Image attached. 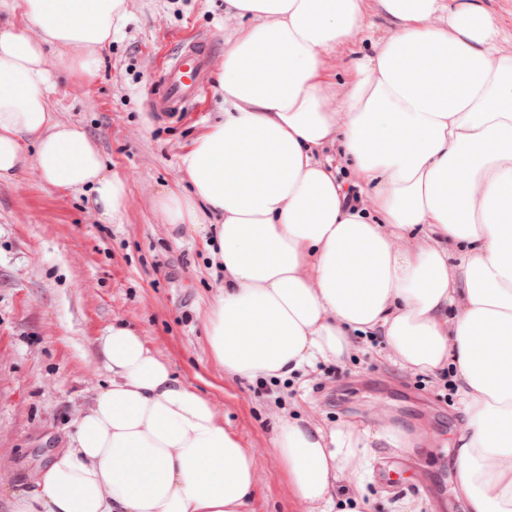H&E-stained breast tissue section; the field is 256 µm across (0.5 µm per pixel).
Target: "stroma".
Segmentation results:
<instances>
[{
    "instance_id": "35a3bbf8",
    "label": "stroma",
    "mask_w": 512,
    "mask_h": 512,
    "mask_svg": "<svg viewBox=\"0 0 512 512\" xmlns=\"http://www.w3.org/2000/svg\"><path fill=\"white\" fill-rule=\"evenodd\" d=\"M368 6L369 37L326 60L331 97L343 94L354 52H370L371 39L396 30L376 0ZM244 25L226 13L224 0H125L94 76H80L70 55L50 52L53 112L86 133L127 194L119 219L110 221L86 195L46 185L33 167L0 182V512L33 489L109 383L97 340L118 322L205 395L253 452L259 487L251 512H312L274 453L279 426L293 417L326 429L344 420L386 421L417 438L406 468L422 473L432 494L386 488L373 448L364 480L338 482L337 501L360 499L372 512H468L453 448L466 414L458 395L442 396L440 373L418 374L384 339L363 336L354 337L346 360L321 361L285 380L227 375L211 352L207 316L224 279L201 228L167 223L160 202L185 189L180 158L224 109L223 55L215 56L213 79L190 118L159 121L149 97L152 75L178 38L210 34L222 44Z\"/></svg>"
}]
</instances>
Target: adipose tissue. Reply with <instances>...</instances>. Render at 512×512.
Returning a JSON list of instances; mask_svg holds the SVG:
<instances>
[{"label":"adipose tissue","instance_id":"ef3b65f1","mask_svg":"<svg viewBox=\"0 0 512 512\" xmlns=\"http://www.w3.org/2000/svg\"><path fill=\"white\" fill-rule=\"evenodd\" d=\"M366 2L226 0L251 24L224 52L223 115L180 160L191 190L163 211L212 217L205 249L224 290L207 336L225 373L284 380L372 333L415 371L451 367L467 412L459 486L471 512H512V55L477 0H377L398 29L330 104L324 56L365 32ZM23 5L35 33L0 34V180L30 163L117 217L126 185L54 116L45 50L81 48L74 65L92 76L124 0ZM330 144L372 186V210L347 205L319 157ZM98 351L109 386L14 512H249L254 457L210 400L128 325ZM376 439L408 444L396 427L294 419L274 451L295 495L327 510Z\"/></svg>","mask_w":512,"mask_h":512}]
</instances>
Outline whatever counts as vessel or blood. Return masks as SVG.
Listing matches in <instances>:
<instances>
[{
    "label": "vessel or blood",
    "mask_w": 512,
    "mask_h": 512,
    "mask_svg": "<svg viewBox=\"0 0 512 512\" xmlns=\"http://www.w3.org/2000/svg\"><path fill=\"white\" fill-rule=\"evenodd\" d=\"M215 51L216 45L210 39H179L176 50L154 75L150 107L157 118L180 120L188 106L207 89Z\"/></svg>",
    "instance_id": "1"
}]
</instances>
